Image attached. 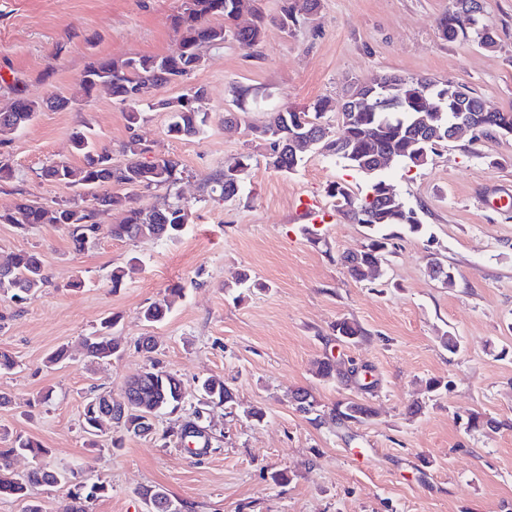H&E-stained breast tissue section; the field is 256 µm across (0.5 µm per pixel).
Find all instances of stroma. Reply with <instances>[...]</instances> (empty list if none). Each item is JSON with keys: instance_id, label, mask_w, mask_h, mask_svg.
I'll list each match as a JSON object with an SVG mask.
<instances>
[{"instance_id": "35a3bbf8", "label": "stroma", "mask_w": 512, "mask_h": 512, "mask_svg": "<svg viewBox=\"0 0 512 512\" xmlns=\"http://www.w3.org/2000/svg\"><path fill=\"white\" fill-rule=\"evenodd\" d=\"M285 0H257L270 18L259 44L235 41L209 51L188 83L152 90L138 132L152 155L179 162L177 192L193 215L175 241H133L100 234L75 250L60 224L20 230L0 223V264L21 251L39 253L49 282L23 304L0 292V351L16 361L0 369V432L38 440L47 455L16 456L19 471L77 469L87 484L108 490L89 512H146L143 487L165 490L179 512H512V208L499 196L512 192V139L494 135L478 145L468 138L439 147L421 168L390 167L386 175L424 225L413 234L395 226L386 262L367 280L352 279L340 258L369 242L366 225L336 213L328 224L307 225L296 200L311 195L334 209L330 183L356 194L369 181L340 161L309 151L288 174L266 163L267 144L253 130L272 109L301 110L321 97L344 103L352 86L385 74L466 85L490 111H512V0H481L497 44L487 49L461 38L444 40L439 19L448 0H319L314 14L288 29L274 25ZM183 0H0V110L21 81L34 99L70 98L44 110L0 145L15 171L0 184V211L27 198L44 205L74 198L73 189L41 178L53 161L81 165L71 133L90 128L96 146L112 151L129 136L123 105L104 90L75 99L85 68L102 59L162 57L179 38L175 17ZM201 86L202 134L168 135L173 100ZM250 95L237 104L235 91ZM241 120L225 126L224 115ZM253 156L238 197L208 196L204 183L238 154ZM437 260L453 284L430 278ZM124 268L113 288L111 274ZM249 270L262 289L237 284ZM81 287H74V280ZM182 292L160 323L141 316L172 284ZM117 316L111 334L120 357L92 362L86 337ZM347 319L364 335L336 339L332 326ZM457 337L456 352L442 335ZM152 337L153 352L139 349ZM67 347L69 357L50 364ZM370 365L372 394L316 374L324 357ZM181 380L185 401L197 404L202 378L224 379L233 403L208 407L202 419L217 449L203 458L165 442L177 419H157V436L129 437L111 447L110 432L92 437L82 414L94 389L120 392L151 362ZM447 381L428 393L425 383ZM310 391L321 410L347 400L366 402L376 414L343 428L311 423L295 409L296 390ZM422 406L410 415L412 402ZM264 409L263 421L248 412ZM495 427L466 428L473 414ZM285 469L286 485L271 472Z\"/></svg>"}]
</instances>
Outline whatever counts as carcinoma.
<instances>
[{
	"instance_id": "obj_1",
	"label": "carcinoma",
	"mask_w": 512,
	"mask_h": 512,
	"mask_svg": "<svg viewBox=\"0 0 512 512\" xmlns=\"http://www.w3.org/2000/svg\"><path fill=\"white\" fill-rule=\"evenodd\" d=\"M243 0H185L183 11L176 16L174 25L179 33L175 50L163 57L139 56L112 60H99L87 66L78 79L77 86L82 97L89 98L100 88L106 89L112 98L126 106L125 112L128 139L122 144L121 152L126 162L121 165L112 164L110 151H100L91 147L89 137L83 130L72 132L71 140L77 154L83 157L80 166L68 162H53L43 168L45 180L66 187H89L97 189L106 186H117L122 192H104L96 197L93 206L84 205L73 199L55 206H41L29 201H22L7 212H0L1 224H14L24 229L29 224H63L69 229L75 249L81 250L91 239L96 238L102 227L101 216L113 209L122 208L126 212L121 224L111 225L107 233L117 239L135 240L141 237H152L159 240L173 241L178 239L191 222L192 211L189 205L176 200L163 208L145 209L134 205L140 192L164 189L168 192L183 178V170L179 163L170 157H155L149 161L142 160L148 153L136 128L142 120V112L138 105L152 90L168 85L184 82L197 70L193 62L199 55L209 49L224 46L230 37L240 43L254 45L261 42L266 27V19L260 12H255L252 27L238 30L233 27L237 12ZM477 0H450L448 13L440 20L439 28L443 39L454 42L459 37V30L452 25V13L470 12ZM318 8V0H292L282 9L278 18L280 27H287L286 20L300 13L312 14ZM432 80L406 78L390 74L380 78V83L368 85L359 83L355 86L347 103L353 104L367 96L372 88L379 84L389 85L405 107L403 112H358L341 113L344 135L338 138L330 135V128L324 122L328 113L336 111V102L329 98L317 99L308 109L300 112L275 111L270 113L268 124L282 130L281 137H288V132L296 127L295 119L301 115L314 120L320 126L325 139L317 146L324 155L334 157L344 166L370 177L374 180L378 172L374 170L376 157L389 154L396 161H405L404 149L412 129L421 127L437 136V139L419 143V148L427 155L434 154L436 147L457 136L450 129L448 113L437 112L420 103V93L424 83ZM14 100L11 106L0 111V135L13 133L28 125L36 114L46 106L63 107L68 104L66 99L35 100L25 94V90L17 85L12 86ZM204 89L193 88L177 101H159L161 108L171 113V121L167 133L175 139L198 136L203 133L205 117L193 106L202 98ZM467 111L476 115V125L480 136L488 135L489 130L502 123H512V112H490L483 115L481 100L472 92H467ZM257 138L269 143L270 151L266 155L267 164L280 171L288 168L292 173L302 164L304 157L293 158L280 152L278 145L265 136V129H254ZM251 154L242 153L224 163V168L217 171L207 180L209 194H216L226 202L232 201L236 188L224 185V175L234 169L242 172L250 166ZM329 196L336 199L337 211L358 224L364 223L361 213L372 215L369 220L371 231L368 249L346 254L342 262L349 275L357 280H365L368 267L375 264L388 247L391 234L390 228L402 224L398 214L392 212L391 206L383 199L369 196H356L342 183L334 182L328 188ZM48 283L43 262L38 254L20 252L15 254L7 265L0 266V291L11 295V299L22 302L39 293ZM169 313L167 298L150 303L142 311V316L149 323L164 320ZM116 324V318L110 316L101 323L99 333L87 338L85 347L89 357L93 359H109L120 351V343L109 336V330ZM336 338L352 342L364 335L363 329L355 322L347 319L336 321L332 327ZM370 371L367 365L353 362L342 367L335 361L325 357L318 362L317 375L326 379H335L347 386L360 391L369 392L377 385V381H365V374ZM181 385L176 374L152 364L144 375L129 381L121 394L114 397L110 391H93L83 410V429L91 436L104 431L107 425L114 424L120 429V435L111 439L112 448L123 447L125 437H148L157 433L156 420L159 415L185 414L187 420L162 434L163 439L171 437L187 444L196 443V456L208 453L211 440L208 437L198 441L203 429L199 426L202 410L186 408L185 398L178 392ZM200 404L203 406L230 404L234 402L233 390L223 380L208 377L200 383ZM296 410L312 421L322 419L318 403L306 390L295 392ZM374 415L371 406L366 403L350 400L339 402L329 412V417L338 425L362 423ZM47 453L40 443L31 439L16 437L6 448H0V497L25 499L29 490L37 485H53L66 476L76 478L75 472L61 474L45 468L33 469L27 473H17L12 469V457L27 454L38 457ZM107 490L103 483L86 486L81 482L74 484L72 492L73 505L70 512H88L87 503L97 499ZM144 501L157 505L155 512H168L166 503L168 495L157 489L145 487L140 492Z\"/></svg>"
}]
</instances>
